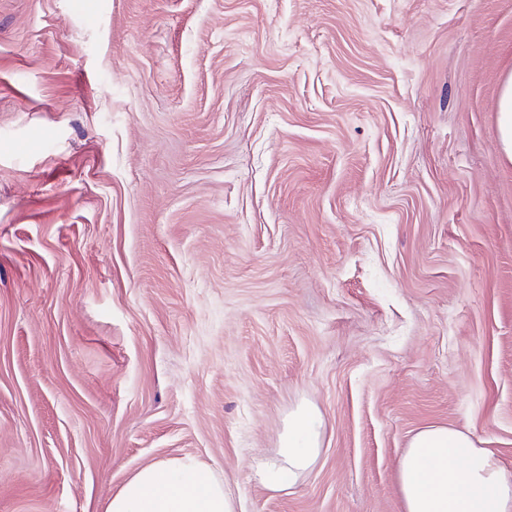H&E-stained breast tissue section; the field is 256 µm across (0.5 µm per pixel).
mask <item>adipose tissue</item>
Returning <instances> with one entry per match:
<instances>
[{"instance_id":"1","label":"adipose tissue","mask_w":512,"mask_h":512,"mask_svg":"<svg viewBox=\"0 0 512 512\" xmlns=\"http://www.w3.org/2000/svg\"><path fill=\"white\" fill-rule=\"evenodd\" d=\"M322 419L307 405L293 410L277 453L256 476L285 491L314 464ZM404 512H512V473L467 431L431 425L418 431L399 461ZM104 512H235L224 484L190 457L135 472L109 498Z\"/></svg>"}]
</instances>
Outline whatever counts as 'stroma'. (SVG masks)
Masks as SVG:
<instances>
[{
  "label": "stroma",
  "instance_id": "obj_1",
  "mask_svg": "<svg viewBox=\"0 0 512 512\" xmlns=\"http://www.w3.org/2000/svg\"><path fill=\"white\" fill-rule=\"evenodd\" d=\"M511 71L512 0H0V512L188 454L404 512L430 425L512 471ZM497 107L499 142L505 158L512 162V72L505 77ZM322 419L307 405L298 406L288 415V424L277 453L261 461L256 476L273 491H286L314 464L321 445Z\"/></svg>",
  "mask_w": 512,
  "mask_h": 512
}]
</instances>
